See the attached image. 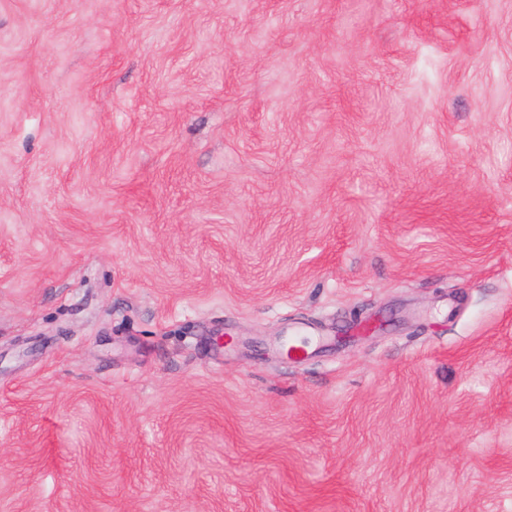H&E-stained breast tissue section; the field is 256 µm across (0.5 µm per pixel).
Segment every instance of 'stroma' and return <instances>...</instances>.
I'll list each match as a JSON object with an SVG mask.
<instances>
[{
    "label": "stroma",
    "instance_id": "obj_1",
    "mask_svg": "<svg viewBox=\"0 0 512 512\" xmlns=\"http://www.w3.org/2000/svg\"><path fill=\"white\" fill-rule=\"evenodd\" d=\"M0 512H512V0H0Z\"/></svg>",
    "mask_w": 512,
    "mask_h": 512
}]
</instances>
